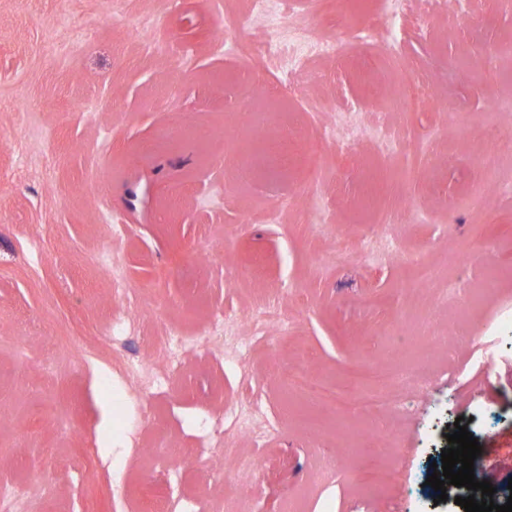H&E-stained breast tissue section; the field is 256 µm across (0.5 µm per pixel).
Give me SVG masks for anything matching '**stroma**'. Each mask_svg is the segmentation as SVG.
<instances>
[{
    "instance_id": "35a3bbf8",
    "label": "stroma",
    "mask_w": 512,
    "mask_h": 512,
    "mask_svg": "<svg viewBox=\"0 0 512 512\" xmlns=\"http://www.w3.org/2000/svg\"><path fill=\"white\" fill-rule=\"evenodd\" d=\"M247 2L0 0V490L36 486L38 512H145L139 484L184 512L214 496L224 512H465L426 483L461 416L507 501L512 193L492 184L484 138L512 132L490 106L512 87V11L288 0L297 27L346 54L308 57L322 77L287 108L263 96L274 63L237 45L289 48V23ZM379 15L395 53L349 38ZM401 76L429 87L408 112L389 106ZM264 141L287 173L243 181ZM481 182L473 211L463 196ZM267 304L283 328L261 330ZM220 313L223 354L200 344L161 383L132 381L161 326L194 336ZM462 328L475 344L455 345ZM400 361L424 369L378 414L283 381L332 390Z\"/></svg>"
}]
</instances>
